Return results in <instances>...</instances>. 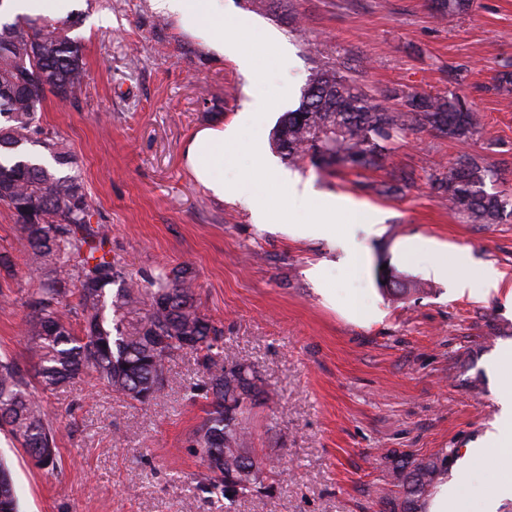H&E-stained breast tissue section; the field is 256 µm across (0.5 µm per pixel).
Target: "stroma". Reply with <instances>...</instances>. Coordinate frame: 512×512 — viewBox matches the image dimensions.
Returning a JSON list of instances; mask_svg holds the SVG:
<instances>
[{"label": "stroma", "instance_id": "35a3bbf8", "mask_svg": "<svg viewBox=\"0 0 512 512\" xmlns=\"http://www.w3.org/2000/svg\"><path fill=\"white\" fill-rule=\"evenodd\" d=\"M223 2L251 74L151 0H77L84 18L72 34L85 82L70 101L47 96L42 125L69 149L63 171L83 183L113 258L138 280L189 266L200 311L224 331L225 361L254 363L277 394L275 406L256 408L253 446L284 473L264 475L263 489L239 496L233 512H395L406 485L390 453L444 450L448 512H482L500 485L484 437L512 388L497 370L512 358V94L495 89L497 76L512 73V0H472L468 12L441 21L432 0ZM322 66L397 109V90H459L481 114L480 131L458 142L404 130L380 170L288 163L272 132ZM252 90L270 106L242 126L220 174L231 185L257 177L263 224L247 202L213 197L185 160L194 134L237 121ZM258 136L269 142L262 158L251 148ZM462 155L489 167L485 189L509 209L499 223H471L432 190ZM401 170L412 182L381 194ZM292 177L358 215L337 213L330 237L294 235L314 201L291 193ZM27 249L0 205V255L11 260L0 268V359L32 384L23 331L38 275ZM351 251L360 264L349 262ZM438 264L448 275L433 273ZM486 264L504 275L498 289L456 288ZM385 273L421 289L393 298ZM202 377L198 354L178 351L164 396L148 405L88 377L43 394L59 434L56 468L35 467L0 429L20 512H224L223 496L202 491L204 469L189 446L208 409L193 388Z\"/></svg>", "mask_w": 512, "mask_h": 512}]
</instances>
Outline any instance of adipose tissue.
<instances>
[{
  "label": "adipose tissue",
  "instance_id": "ef3b65f1",
  "mask_svg": "<svg viewBox=\"0 0 512 512\" xmlns=\"http://www.w3.org/2000/svg\"><path fill=\"white\" fill-rule=\"evenodd\" d=\"M154 10L176 16L182 24L222 53L235 57L242 70H249V59L238 51L236 41L227 23L220 0H151ZM239 135L238 125L205 127L192 138L186 161L198 182L219 198H242V191L228 185L215 171L224 163V153L234 145ZM501 414L495 431L487 433L485 441L498 449L496 463L506 472H512V393H505L501 400Z\"/></svg>",
  "mask_w": 512,
  "mask_h": 512
}]
</instances>
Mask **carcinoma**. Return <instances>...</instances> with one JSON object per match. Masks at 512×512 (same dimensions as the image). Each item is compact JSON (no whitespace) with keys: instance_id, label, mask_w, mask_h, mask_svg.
I'll return each instance as SVG.
<instances>
[{"instance_id":"obj_1","label":"carcinoma","mask_w":512,"mask_h":512,"mask_svg":"<svg viewBox=\"0 0 512 512\" xmlns=\"http://www.w3.org/2000/svg\"><path fill=\"white\" fill-rule=\"evenodd\" d=\"M470 0H436V15L468 9ZM81 14L64 18L18 17L0 22V204L16 216L26 236L29 265L39 273L31 291L25 335L42 391L89 375L123 397L141 404L163 396L167 360L176 352L203 354L206 374L198 388L209 396L206 417L192 434V446L208 473L203 489L218 492L231 510L235 499L262 486L274 463L252 448L254 408L272 401L259 372L245 360L222 363L223 333L200 312L195 277L181 266L143 285L127 275L105 250L103 225L91 224V205L60 143L45 132L40 110L47 94L61 101L76 96L86 70L77 39L70 36ZM336 126L327 150L334 163L351 169L385 166L394 136L419 125L456 140L475 136L478 112L464 97L408 96L407 111L385 106L339 72L314 70L298 107L284 113L277 129L288 142L277 146L291 163L311 160L316 146L309 129ZM43 148V161L30 147ZM489 170L462 156L432 180L448 208L474 224H495L502 202L484 190ZM75 295L82 320L76 334L66 299ZM0 426L25 448L35 464L57 466L55 434L40 400L14 364L0 361ZM448 454L401 456L393 467L404 474L405 512L437 482ZM0 512H18L9 470L0 463Z\"/></svg>"}]
</instances>
